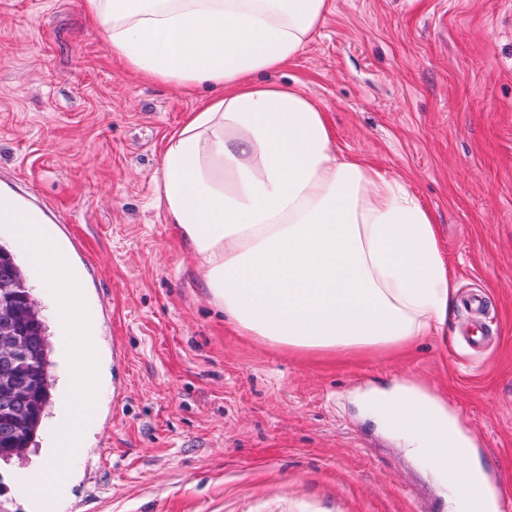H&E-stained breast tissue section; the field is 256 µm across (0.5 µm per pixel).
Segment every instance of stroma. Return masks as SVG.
<instances>
[{
    "mask_svg": "<svg viewBox=\"0 0 512 512\" xmlns=\"http://www.w3.org/2000/svg\"><path fill=\"white\" fill-rule=\"evenodd\" d=\"M266 79L433 213L444 335L352 356L240 335L155 202L167 136L215 89L134 76L81 0H0V193L83 238L87 301L112 313L96 455L58 512H445L428 461L357 402L395 379L445 401L512 512V0H331ZM47 436L0 467L6 512Z\"/></svg>",
    "mask_w": 512,
    "mask_h": 512,
    "instance_id": "obj_1",
    "label": "stroma"
}]
</instances>
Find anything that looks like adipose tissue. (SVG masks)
Returning a JSON list of instances; mask_svg holds the SVG:
<instances>
[{
    "mask_svg": "<svg viewBox=\"0 0 512 512\" xmlns=\"http://www.w3.org/2000/svg\"><path fill=\"white\" fill-rule=\"evenodd\" d=\"M135 72L222 88L168 136L157 202L212 302L245 336L292 349L400 348L442 334L456 293L431 213L339 151L303 90L261 81L313 39L330 0H82ZM426 452L453 512H498L443 401L402 381L364 397Z\"/></svg>",
    "mask_w": 512,
    "mask_h": 512,
    "instance_id": "obj_1",
    "label": "adipose tissue"
}]
</instances>
